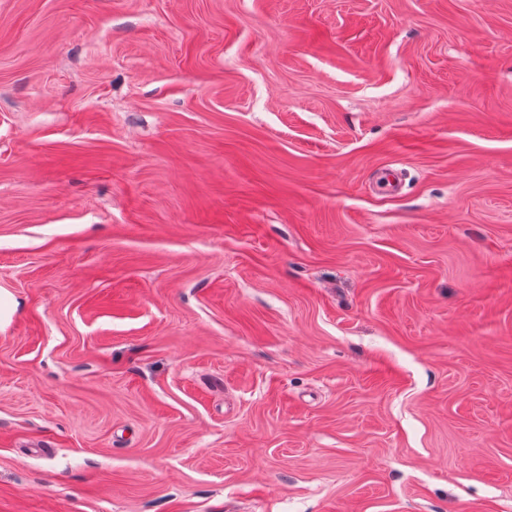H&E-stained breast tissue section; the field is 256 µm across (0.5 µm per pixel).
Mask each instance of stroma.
<instances>
[{
    "label": "stroma",
    "mask_w": 512,
    "mask_h": 512,
    "mask_svg": "<svg viewBox=\"0 0 512 512\" xmlns=\"http://www.w3.org/2000/svg\"><path fill=\"white\" fill-rule=\"evenodd\" d=\"M0 512H512V0H0Z\"/></svg>",
    "instance_id": "35a3bbf8"
}]
</instances>
